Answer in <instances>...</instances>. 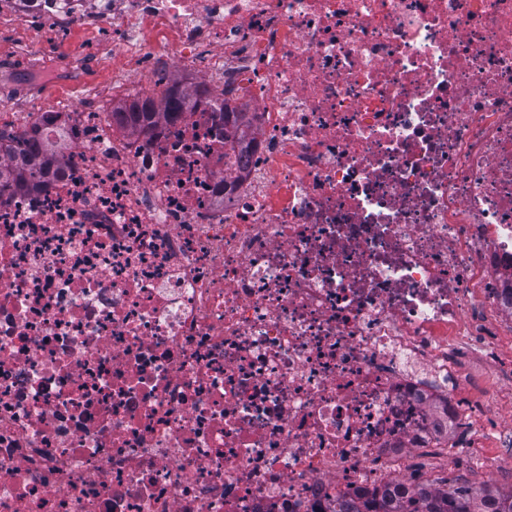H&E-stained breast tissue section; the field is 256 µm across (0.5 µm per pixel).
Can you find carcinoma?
<instances>
[{
    "instance_id": "1",
    "label": "carcinoma",
    "mask_w": 512,
    "mask_h": 512,
    "mask_svg": "<svg viewBox=\"0 0 512 512\" xmlns=\"http://www.w3.org/2000/svg\"><path fill=\"white\" fill-rule=\"evenodd\" d=\"M19 161L0 171V189L28 191L58 163L55 144L48 138L33 141L14 136ZM359 503L341 501L336 512H512V489L507 492L474 486L465 481L440 489L427 483H409L392 490L357 495Z\"/></svg>"
}]
</instances>
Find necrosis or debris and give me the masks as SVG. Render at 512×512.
<instances>
[{
	"instance_id": "necrosis-or-debris-1",
	"label": "necrosis or debris",
	"mask_w": 512,
	"mask_h": 512,
	"mask_svg": "<svg viewBox=\"0 0 512 512\" xmlns=\"http://www.w3.org/2000/svg\"><path fill=\"white\" fill-rule=\"evenodd\" d=\"M0 9L142 75L11 122L67 158L0 191V512H335L447 447L512 317V0Z\"/></svg>"
}]
</instances>
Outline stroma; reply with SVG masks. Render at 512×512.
<instances>
[{"label":"stroma","mask_w":512,"mask_h":512,"mask_svg":"<svg viewBox=\"0 0 512 512\" xmlns=\"http://www.w3.org/2000/svg\"><path fill=\"white\" fill-rule=\"evenodd\" d=\"M101 29L97 24L73 25L65 36L44 37L34 34L23 23L0 24V113L14 112L28 100L41 98L52 105L66 101L94 110L112 99V54L100 46ZM73 61V69L63 71L54 82L45 84L36 77L38 66H52L55 60ZM99 90L96 101L86 98V86ZM460 395L471 408L463 418L471 433L461 449L415 448L410 452L409 469L417 481L431 482L443 488L460 479L474 480L475 465L495 462L500 470L496 486L512 489V458L503 457L497 448V436L503 426L512 424V387H499L494 369L480 361H461L458 365ZM498 388L496 406L477 412L484 394Z\"/></svg>","instance_id":"1"}]
</instances>
